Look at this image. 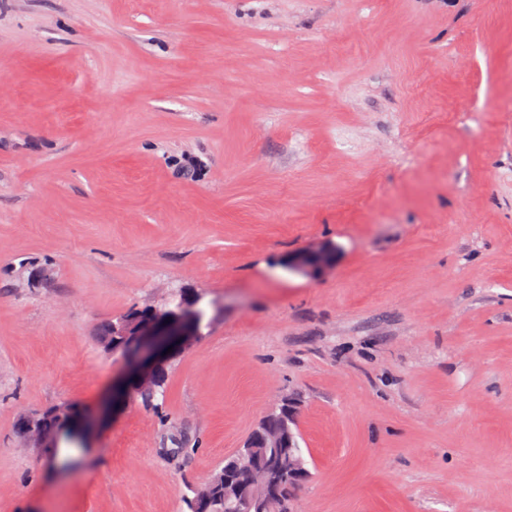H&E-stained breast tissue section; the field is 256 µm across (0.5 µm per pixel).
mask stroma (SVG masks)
Listing matches in <instances>:
<instances>
[{"label":"stroma","mask_w":512,"mask_h":512,"mask_svg":"<svg viewBox=\"0 0 512 512\" xmlns=\"http://www.w3.org/2000/svg\"><path fill=\"white\" fill-rule=\"evenodd\" d=\"M180 290L113 407L103 327ZM285 395L292 512H512V0H0V512H187ZM336 257V246L322 244L316 250L304 251L288 259L289 272L309 275L312 272L330 266ZM193 303L180 295L176 308L153 310L136 325H131L125 319L104 327L100 337L106 347L117 345L121 336H132L130 350L127 352L134 353L136 357L130 386L132 390H135L134 383L143 384L153 380L160 366L171 362L180 349L191 345L200 335V323L193 313ZM112 328L117 336H112ZM169 341L175 343L177 348L159 356L157 350ZM168 365H166L157 375L154 384L148 387L141 388L138 391V397L142 400V402L146 406H151L158 409L159 404H155L154 401L158 399V395L161 398L164 397V392L166 389V383L168 379Z\"/></svg>","instance_id":"stroma-1"}]
</instances>
